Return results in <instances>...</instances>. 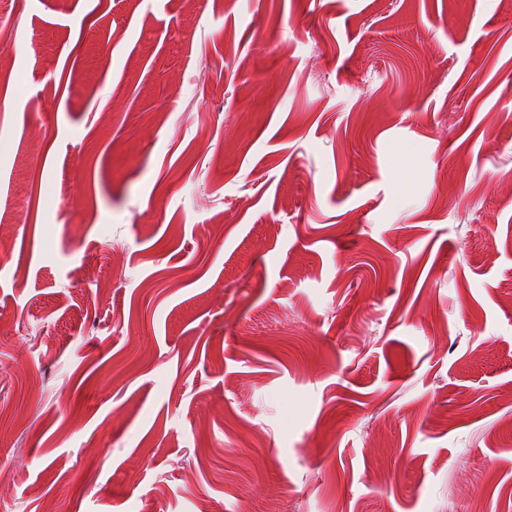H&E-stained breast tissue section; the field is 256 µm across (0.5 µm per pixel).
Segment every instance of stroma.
I'll return each instance as SVG.
<instances>
[{
  "instance_id": "35a3bbf8",
  "label": "stroma",
  "mask_w": 512,
  "mask_h": 512,
  "mask_svg": "<svg viewBox=\"0 0 512 512\" xmlns=\"http://www.w3.org/2000/svg\"><path fill=\"white\" fill-rule=\"evenodd\" d=\"M0 46V512H512V0Z\"/></svg>"
}]
</instances>
